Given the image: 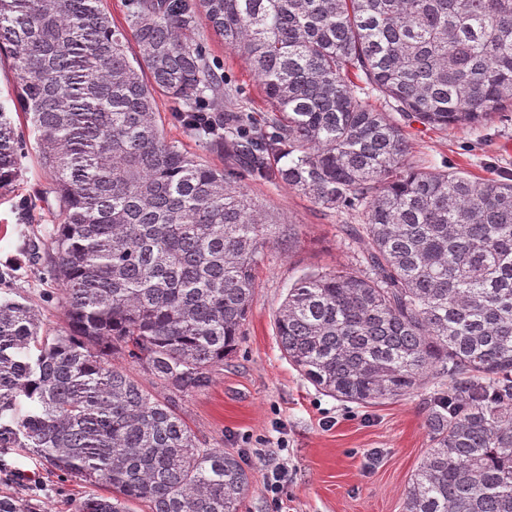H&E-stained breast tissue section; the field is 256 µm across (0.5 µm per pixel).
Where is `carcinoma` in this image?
<instances>
[{"instance_id": "1", "label": "carcinoma", "mask_w": 512, "mask_h": 512, "mask_svg": "<svg viewBox=\"0 0 512 512\" xmlns=\"http://www.w3.org/2000/svg\"><path fill=\"white\" fill-rule=\"evenodd\" d=\"M204 30L249 64L267 110L224 109ZM2 52L59 209L23 251L51 268L66 325L0 302V473L22 448L111 490L76 512H240L250 472L181 404L252 308L273 221L248 177L359 215L344 225L355 267L300 276L276 333L343 401L428 395L403 512H512V177L415 168L402 125L369 103L432 128L512 112V0H126L124 27L102 0H0ZM160 95L224 167L167 139ZM23 143L0 119V190ZM0 512L36 507L11 495Z\"/></svg>"}]
</instances>
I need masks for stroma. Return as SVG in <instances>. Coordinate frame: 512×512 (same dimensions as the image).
Returning a JSON list of instances; mask_svg holds the SVG:
<instances>
[{
    "label": "stroma",
    "instance_id": "1",
    "mask_svg": "<svg viewBox=\"0 0 512 512\" xmlns=\"http://www.w3.org/2000/svg\"><path fill=\"white\" fill-rule=\"evenodd\" d=\"M206 44L211 59L223 65L231 89L226 108L263 110L246 62L217 39L207 38ZM158 110L170 140L203 163L223 166V154L173 122L166 98H159ZM405 134L419 167L453 168L474 181L512 175V112L483 128L433 129L413 122ZM20 166V179L0 192V271L6 275L0 299L38 302L43 327L53 330L63 322L62 310L41 299L51 276L20 256L33 230L57 223V203L33 152L22 156ZM247 191L275 221L276 232L256 266L254 302L238 349L225 359L211 388L186 402L184 416L210 447L242 456L252 473L243 512H272L264 469L266 460L275 458L288 461L282 512H402L404 491L430 447L426 401L419 395L368 407L341 401L297 371L276 336L278 308L299 276L353 266L361 245L342 231L352 214L322 212L282 184L251 182ZM40 192L44 202L32 215H23L22 201ZM259 448L264 457L256 456ZM7 460L16 476L10 482L0 478V495L35 496L40 512H74L79 501L100 492L52 471L27 451H10Z\"/></svg>",
    "mask_w": 512,
    "mask_h": 512
}]
</instances>
